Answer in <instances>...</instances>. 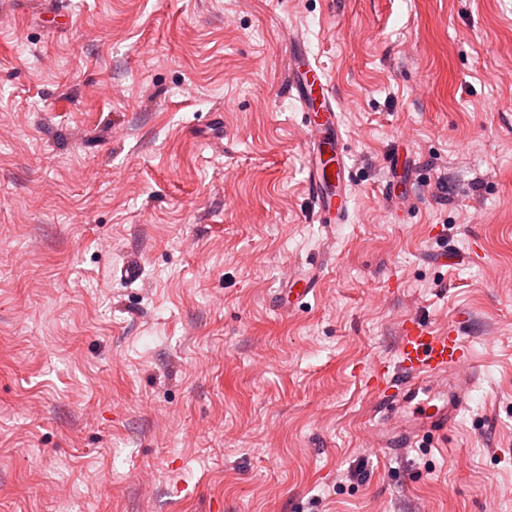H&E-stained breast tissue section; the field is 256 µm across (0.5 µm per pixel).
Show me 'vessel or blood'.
Returning a JSON list of instances; mask_svg holds the SVG:
<instances>
[{
  "mask_svg": "<svg viewBox=\"0 0 512 512\" xmlns=\"http://www.w3.org/2000/svg\"><path fill=\"white\" fill-rule=\"evenodd\" d=\"M288 93L298 103L307 130V191L312 213L321 224H344L349 217V186L346 163L339 150L342 138L333 84L299 35L290 38ZM320 278L317 268L308 267L291 277L281 295L286 302L301 300L314 293ZM471 355L456 327L440 332L419 321L402 327L397 369L374 367L368 383L378 394L380 404L390 409L408 410L412 420L398 436L410 446L426 435L447 430L463 408L458 392H440L437 403L426 394L431 379L469 367Z\"/></svg>",
  "mask_w": 512,
  "mask_h": 512,
  "instance_id": "b4317fda",
  "label": "vessel or blood"
}]
</instances>
